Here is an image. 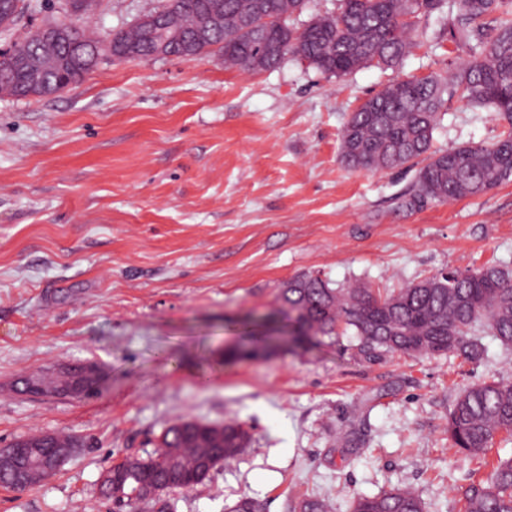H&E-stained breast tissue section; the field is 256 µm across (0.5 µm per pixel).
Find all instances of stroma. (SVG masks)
Listing matches in <instances>:
<instances>
[{"label":"stroma","mask_w":512,"mask_h":512,"mask_svg":"<svg viewBox=\"0 0 512 512\" xmlns=\"http://www.w3.org/2000/svg\"><path fill=\"white\" fill-rule=\"evenodd\" d=\"M162 0H92L72 14L101 43ZM449 18L421 16L426 45L401 66L341 79L289 55L274 68L102 54L60 93L0 95V448L46 433L82 445L0 512H112L99 482L152 453L180 418L238 422L251 439L189 490L132 512H298L305 495L350 512L354 494H420L426 512H463L472 466L450 450L455 394L512 383V350L370 361L353 334L240 359L245 320H277V297L314 273L340 288L396 290L448 269L512 266V182L453 202L405 205L415 174L348 168L352 112L392 80L446 73L470 57ZM492 111L447 102L433 147L490 144ZM97 363L91 397L37 398L20 376Z\"/></svg>","instance_id":"obj_1"}]
</instances>
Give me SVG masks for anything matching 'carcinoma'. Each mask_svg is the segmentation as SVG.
<instances>
[{"label":"carcinoma","instance_id":"1","mask_svg":"<svg viewBox=\"0 0 512 512\" xmlns=\"http://www.w3.org/2000/svg\"><path fill=\"white\" fill-rule=\"evenodd\" d=\"M262 3L263 22L240 23ZM309 0H179L170 20L181 37L168 54L187 60L212 49L224 55V67L258 71L283 57L269 53L274 44L305 58L318 71L342 78L371 65L397 67L410 49L424 42L415 18L441 12L449 0H339L332 13L311 17L303 28L290 25ZM502 0H454L458 32L474 58L451 76H407L384 85L353 112L342 133V158L352 169H416L406 205L430 199L461 200L512 181V12L495 16ZM493 23L495 35L484 30ZM161 31L133 24L113 35L112 52L129 49L146 59ZM27 58L23 69H0V85L28 90L36 74L47 94L81 82L97 65L100 42L87 26L72 40L55 42L41 26L19 43ZM473 107L488 106L505 130L492 144H471L449 151L433 149L445 96ZM282 311L298 336H340L354 331L368 360L384 353L436 357L457 353L483 358L482 338L490 336L512 349V268L500 265L450 270L392 292L361 285L332 288L317 275L288 281L280 292ZM512 439V383L488 379L459 391L448 414V440L455 453L486 463L496 438ZM250 441L241 424H211L180 419L166 427L159 447L147 457H130L117 467L116 482L127 494L148 483L167 491L179 478L204 482L208 448L232 456ZM350 512H424L419 494L393 488L377 495H355ZM464 512H512V458L498 459L490 475L472 481L464 493Z\"/></svg>","mask_w":512,"mask_h":512}]
</instances>
